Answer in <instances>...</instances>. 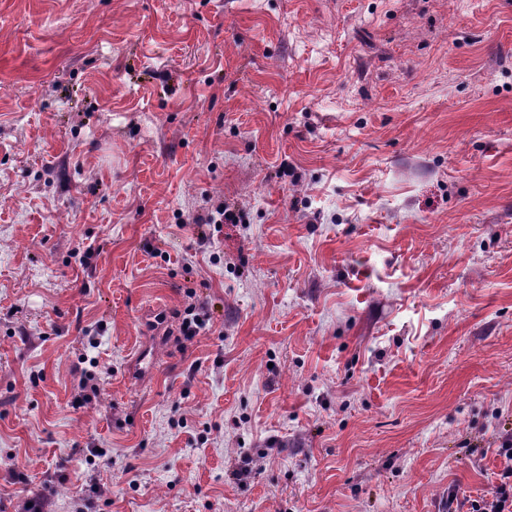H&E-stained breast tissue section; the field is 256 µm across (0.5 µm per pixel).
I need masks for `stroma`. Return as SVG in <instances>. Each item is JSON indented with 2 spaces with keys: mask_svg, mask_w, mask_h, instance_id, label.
<instances>
[{
  "mask_svg": "<svg viewBox=\"0 0 512 512\" xmlns=\"http://www.w3.org/2000/svg\"><path fill=\"white\" fill-rule=\"evenodd\" d=\"M508 434L512 0H0V512H448ZM184 314L180 323V331L187 340H192L200 335L201 331L205 330L211 321V315L204 302L190 305Z\"/></svg>",
  "mask_w": 512,
  "mask_h": 512,
  "instance_id": "obj_1",
  "label": "stroma"
}]
</instances>
